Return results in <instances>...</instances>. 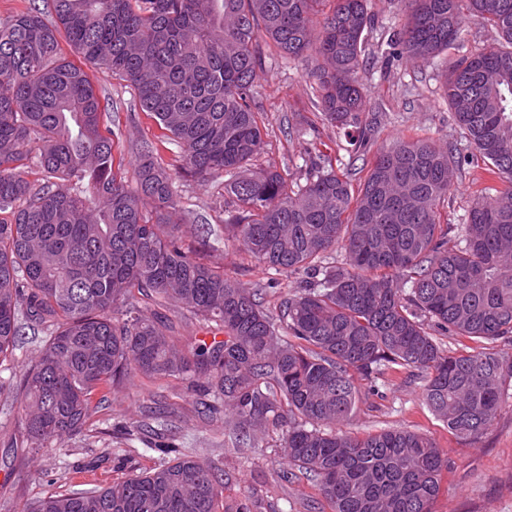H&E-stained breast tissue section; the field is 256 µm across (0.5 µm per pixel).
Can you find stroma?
I'll return each mask as SVG.
<instances>
[{
  "label": "stroma",
  "instance_id": "35a3bbf8",
  "mask_svg": "<svg viewBox=\"0 0 512 512\" xmlns=\"http://www.w3.org/2000/svg\"><path fill=\"white\" fill-rule=\"evenodd\" d=\"M368 8L375 21L367 35L361 73L367 100L363 118L380 130L376 147L413 134L448 142L461 153H468L469 147L444 98L446 66L449 61L493 44L495 31L471 19L461 40L434 62L417 65L392 61L382 54L380 46L399 27L401 18L384 0H369ZM309 67L304 59L269 54L257 79L258 100L267 114L269 132L256 164L287 170L289 181L297 183L305 180L310 148L344 163L349 160L347 143L334 128L320 127L312 138L285 135L287 126L313 115ZM94 82L100 96L109 102L104 123L117 124L122 130L114 146L115 155L123 159L120 176L133 181L138 152L146 141L155 143L164 166L177 169V147L161 142L154 121L138 109L134 91L114 77L99 75ZM480 175V168L470 164L456 172L440 207L449 223H461L476 202ZM180 194L181 205L191 218L185 228L186 243L196 246L204 240L214 245L212 261H223L225 274L245 287L263 289L265 307L277 312L281 296L297 288L298 278L280 277L278 287L269 288L271 271L245 258L224 228L235 205L220 182L206 186L186 182ZM355 384L359 401L344 431L362 435L406 429L429 438L447 455L448 468L433 512H512V400L502 406L488 433L479 442L469 444L452 434L447 423L427 406L422 380L408 370L393 366L375 378L356 376ZM172 393L166 381L141 377L131 378L119 388L95 392L91 398L94 414L87 432L67 440L63 454L50 448L12 453V440L21 434L14 421L16 403L0 397V512H16L19 504H31L53 493L106 486L157 464L159 452L147 449L140 441L113 435L112 426L139 420L142 406ZM193 400V394L187 393L181 402L184 444L195 449L200 463L224 469L229 478L224 491L226 502L247 501L251 512H326L328 505L311 482L283 480L282 474L290 466L279 446L280 433L258 437L253 448L233 447L224 436L223 424L198 414Z\"/></svg>",
  "mask_w": 512,
  "mask_h": 512
}]
</instances>
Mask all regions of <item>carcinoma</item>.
Instances as JSON below:
<instances>
[{
  "label": "carcinoma",
  "mask_w": 512,
  "mask_h": 512,
  "mask_svg": "<svg viewBox=\"0 0 512 512\" xmlns=\"http://www.w3.org/2000/svg\"><path fill=\"white\" fill-rule=\"evenodd\" d=\"M368 0H51L0 19V365L25 330L44 336L16 394L25 447L83 433L91 396L131 376L198 389L238 447L281 430V448L331 512H432L448 468L428 438L405 429L338 430L356 404L354 374L417 373L424 398L460 440L475 442L512 399V0H395L405 17L387 55L414 64L450 49L474 17L502 42L448 67L445 97L492 185L461 224L439 205L461 161L451 144L398 139L377 151L363 182L350 164L310 159L305 183L249 169L267 114L256 79L264 51L312 57L314 106L351 151L379 131L363 121L360 82ZM89 69L60 51V31ZM128 82L142 111L177 146L172 173L142 148L135 185L114 171L120 129L88 70ZM36 167L35 185L21 170ZM224 184L241 250L277 274L301 276L276 316L261 292L200 259L182 238L180 180ZM345 262L327 255L336 248ZM214 322L220 335L181 343L164 312ZM488 345L443 354L433 333ZM176 404L115 424L164 456L103 488L51 494L18 512H250L224 503V470L177 444Z\"/></svg>",
  "instance_id": "obj_1"
}]
</instances>
